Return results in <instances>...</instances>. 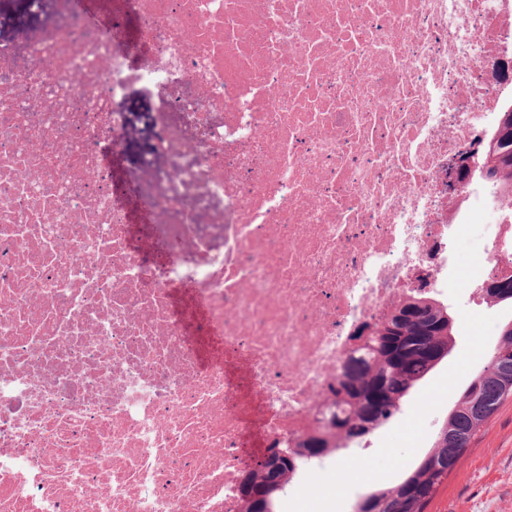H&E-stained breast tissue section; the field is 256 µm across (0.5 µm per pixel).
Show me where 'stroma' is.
Here are the masks:
<instances>
[{
	"label": "stroma",
	"mask_w": 512,
	"mask_h": 512,
	"mask_svg": "<svg viewBox=\"0 0 512 512\" xmlns=\"http://www.w3.org/2000/svg\"><path fill=\"white\" fill-rule=\"evenodd\" d=\"M462 278L448 282L455 319L456 345L410 390L400 413L367 437L370 467L356 476L344 494L331 485L340 469L332 458L306 476L303 488L286 486L276 499V512H350L352 501L376 486L395 483L430 448L457 396L484 364L480 337L498 334L512 303L471 304ZM426 512H512V399L485 424Z\"/></svg>",
	"instance_id": "1"
}]
</instances>
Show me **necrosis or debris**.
Returning a JSON list of instances; mask_svg holds the SVG:
<instances>
[{
    "mask_svg": "<svg viewBox=\"0 0 512 512\" xmlns=\"http://www.w3.org/2000/svg\"><path fill=\"white\" fill-rule=\"evenodd\" d=\"M15 4L0 512H242L358 332L447 304L463 229L498 206L448 184L512 106V0ZM134 88L143 180L119 163ZM510 272L512 224L491 225L469 278Z\"/></svg>",
    "mask_w": 512,
    "mask_h": 512,
    "instance_id": "4bbe7bcc",
    "label": "necrosis or debris"
}]
</instances>
